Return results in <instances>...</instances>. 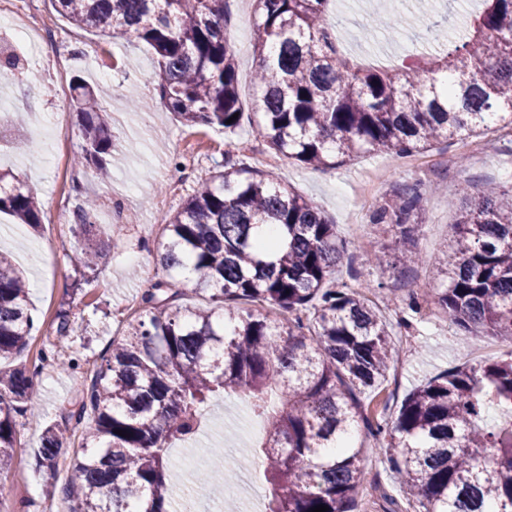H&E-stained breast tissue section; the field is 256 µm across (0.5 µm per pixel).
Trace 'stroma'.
<instances>
[{
  "mask_svg": "<svg viewBox=\"0 0 512 512\" xmlns=\"http://www.w3.org/2000/svg\"><path fill=\"white\" fill-rule=\"evenodd\" d=\"M37 2L43 35L16 39L14 47L24 66L38 73V86L27 89L21 75L0 72V110L14 115L36 144L34 150L22 151L10 137L0 138V169L28 180L44 209L43 222L35 229L0 214V246L24 269L29 300L39 318V329L22 358L34 361L44 348L53 353L33 378L41 416L20 427L10 469L0 479V501L12 512H45L46 505L63 503L61 487L71 467L61 463L53 477L37 470L41 432L72 408L80 378L92 374L101 352L134 318L144 289L161 274L148 247L159 236L163 217L213 173L228 142L236 145L246 164L313 200L335 224L344 246L337 279L363 286L368 304L389 323L392 341L406 351L389 370L378 397L386 405L387 419H395L405 396L436 374L466 362L512 359V344L497 336L461 349L458 329L430 299L433 289L443 285L436 267L459 215L460 187L512 189V154L503 151V131L461 136L407 156L363 153L336 168L315 169L266 149L255 132L253 108L259 93L254 74L259 58L252 46L253 0H230L227 31L243 110L231 134L220 127H183L158 104L154 55L144 42H106L72 26L51 0ZM472 9L471 0H402L397 6L401 26L393 33L373 28L372 19L380 11L372 0H332L326 19L352 58L393 65L409 51L432 45L444 28L461 26ZM78 77L95 89L112 114L116 149L112 177L106 182L73 162L82 151L79 118L71 105ZM132 86L155 101L153 111L126 108L124 96ZM433 183L438 191L424 194L411 218L422 260L403 266L393 249L398 227L372 223L371 216L402 185ZM80 188L97 200L98 227L112 224L117 201L124 215L135 218L123 247L104 250L92 269L82 264L85 237L73 231L71 212L61 208L62 200H75ZM63 307L71 312L67 341L56 334L55 316ZM203 422L196 441L173 445L171 456L192 462L195 476L224 471L235 495L252 493L259 512H265L266 482L254 476L255 450L263 439L260 422L233 397L206 408ZM362 466L365 481L354 512H414L392 482L385 452L368 454Z\"/></svg>",
  "mask_w": 512,
  "mask_h": 512,
  "instance_id": "stroma-1",
  "label": "stroma"
}]
</instances>
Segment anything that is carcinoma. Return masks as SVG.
I'll list each match as a JSON object with an SVG mask.
<instances>
[{
    "mask_svg": "<svg viewBox=\"0 0 512 512\" xmlns=\"http://www.w3.org/2000/svg\"><path fill=\"white\" fill-rule=\"evenodd\" d=\"M78 29L112 41L135 37L153 50L158 92L185 127L235 130L241 113L235 53L224 29L226 0H53ZM329 0H255L253 43L257 133L268 149L317 168L360 152L407 155L489 125L512 130V0H481L466 27L441 37L444 50L409 59L396 78L340 50L326 21ZM84 142L75 163L110 178L114 147L97 94L74 82ZM433 301L468 342L512 340V194L462 188ZM414 185L372 223L400 226L401 260H419L409 227ZM0 213L42 223L26 181L0 172ZM84 196L73 223L93 227ZM280 237L267 239L265 225ZM163 272L188 275L218 309L180 303L164 278L141 295L137 316L81 383L64 427L47 426L36 466L51 477L70 460L62 493L71 512H173L168 454L198 431L220 395L248 398L265 427L260 462L267 512H350L362 487L364 443L339 445L363 424L390 438L391 470L420 512H512V421L480 425L488 405L512 417V360L464 365L410 391L394 421L369 417L402 351L364 297L336 282L342 252L332 224L310 199L254 172L232 148L220 169L162 219ZM35 331L22 272L0 249V358L24 352ZM49 358L0 371V476L10 465L20 419L35 415L31 373ZM123 431V435L116 431ZM79 432L71 446L67 433Z\"/></svg>",
    "mask_w": 512,
    "mask_h": 512,
    "instance_id": "1",
    "label": "carcinoma"
}]
</instances>
